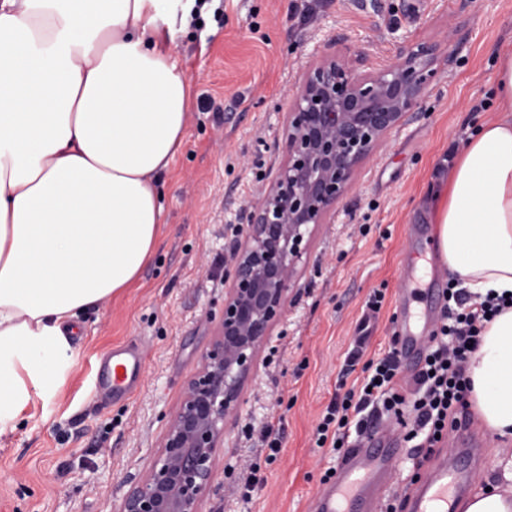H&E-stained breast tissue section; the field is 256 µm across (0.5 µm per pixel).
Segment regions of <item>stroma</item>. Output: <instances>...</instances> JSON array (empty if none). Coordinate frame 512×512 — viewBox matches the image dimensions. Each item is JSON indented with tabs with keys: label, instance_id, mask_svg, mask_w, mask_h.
Listing matches in <instances>:
<instances>
[{
	"label": "stroma",
	"instance_id": "35a3bbf8",
	"mask_svg": "<svg viewBox=\"0 0 512 512\" xmlns=\"http://www.w3.org/2000/svg\"><path fill=\"white\" fill-rule=\"evenodd\" d=\"M309 17L290 15V3ZM451 34V57L424 98L361 165L329 223L308 226L283 317L255 357L224 421L201 512H311L340 456L315 445L374 291L364 360L393 346L400 260L430 272L439 183L458 148L497 120L496 55L512 46V0H217L207 21L176 30L190 77L186 143L161 178L166 222L137 281L90 311L71 334L76 363L61 393L34 398L0 437V512H114L155 459L170 416L224 314L234 227L287 156L285 114L302 75L323 56L358 71ZM421 225L410 234V225ZM137 343L146 364L127 399L99 398L97 360ZM282 417L283 449L251 500L239 488L260 429Z\"/></svg>",
	"mask_w": 512,
	"mask_h": 512
}]
</instances>
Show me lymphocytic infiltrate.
I'll use <instances>...</instances> for the list:
<instances>
[{"label": "lymphocytic infiltrate", "instance_id": "1", "mask_svg": "<svg viewBox=\"0 0 512 512\" xmlns=\"http://www.w3.org/2000/svg\"><path fill=\"white\" fill-rule=\"evenodd\" d=\"M511 300L505 297H487L480 306H465L453 316L452 325L441 326L432 336L431 345L423 367L414 376L413 382L420 396L413 404L414 419L410 436H423L428 447H435L437 436L448 426L457 425L459 406L464 405L470 390L465 364L479 346L480 334L485 322L490 321ZM372 371L367 379V388L362 392L347 390L334 394L326 413L317 427V446L331 445L342 450L347 427H355L357 433H365L363 424H352L350 416L361 413L368 407L383 405L393 409L401 398L393 388V380L400 368L397 351H390L378 363H365L360 352H353L346 361L345 374H352L356 367ZM260 439L267 449L263 461L253 462L244 483V498H251L264 482L260 474L262 465L272 464L283 448L281 420H270L262 429Z\"/></svg>", "mask_w": 512, "mask_h": 512}]
</instances>
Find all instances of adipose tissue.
<instances>
[{
    "label": "adipose tissue",
    "instance_id": "obj_1",
    "mask_svg": "<svg viewBox=\"0 0 512 512\" xmlns=\"http://www.w3.org/2000/svg\"><path fill=\"white\" fill-rule=\"evenodd\" d=\"M196 0H0V437L57 396L69 328L134 283L165 211L160 177L185 144L190 79L167 45ZM502 115L463 146L436 192L438 248L472 303L512 294V48ZM467 375L483 426L512 440V304ZM460 512H512V456Z\"/></svg>",
    "mask_w": 512,
    "mask_h": 512
}]
</instances>
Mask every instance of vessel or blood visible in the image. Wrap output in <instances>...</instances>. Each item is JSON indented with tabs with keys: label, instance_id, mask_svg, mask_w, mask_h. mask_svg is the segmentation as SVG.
I'll use <instances>...</instances> for the list:
<instances>
[{
	"label": "vessel or blood",
	"instance_id": "1",
	"mask_svg": "<svg viewBox=\"0 0 512 512\" xmlns=\"http://www.w3.org/2000/svg\"><path fill=\"white\" fill-rule=\"evenodd\" d=\"M145 357L137 346L113 351L111 363L98 374L111 385L112 395L125 398L138 387ZM484 441L470 423L460 424L449 451L439 454L426 478L404 496V512H452L478 477ZM400 438L392 431L375 429L356 447L348 449L333 479L313 497V512H381L389 476L402 455Z\"/></svg>",
	"mask_w": 512,
	"mask_h": 512
}]
</instances>
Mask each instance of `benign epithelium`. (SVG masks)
<instances>
[{
	"label": "benign epithelium",
	"instance_id": "1",
	"mask_svg": "<svg viewBox=\"0 0 512 512\" xmlns=\"http://www.w3.org/2000/svg\"><path fill=\"white\" fill-rule=\"evenodd\" d=\"M442 51L420 42L367 73L333 55L303 77L285 117L288 157L252 205L249 232L233 248L232 285L216 338L146 476L116 512H200L224 419L236 410L254 355L284 312L306 226L330 219L355 170L425 95Z\"/></svg>",
	"mask_w": 512,
	"mask_h": 512
}]
</instances>
